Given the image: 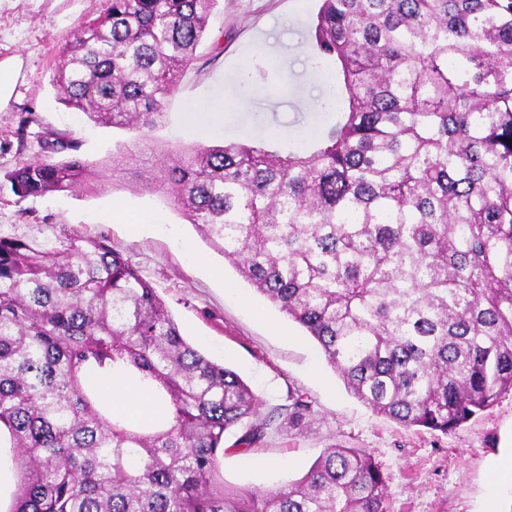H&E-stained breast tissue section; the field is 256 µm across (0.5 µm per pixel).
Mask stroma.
Returning <instances> with one entry per match:
<instances>
[{"instance_id":"obj_1","label":"stroma","mask_w":512,"mask_h":512,"mask_svg":"<svg viewBox=\"0 0 512 512\" xmlns=\"http://www.w3.org/2000/svg\"><path fill=\"white\" fill-rule=\"evenodd\" d=\"M103 0H0V59L16 56L21 73L0 110V238L65 250L69 239L100 240L121 251L150 281L182 334L212 360L236 371L260 401L265 435L221 461L229 487L264 490L301 478L332 446L359 448L388 478L387 512H512V483H500V460L512 456V393L457 432L441 435L374 413L345 387L316 342L257 294L170 202L125 181L91 194L20 199L10 181L24 161L44 158L45 131L70 133L82 155L110 164L131 131L98 125L64 106L54 84L70 35L95 19ZM318 0H217L197 58L180 78L159 145L271 141L290 129L313 137L335 124L342 84L335 67L313 63L311 26ZM248 94H240L242 85ZM29 117L25 140L16 129ZM137 216L146 231L129 224ZM303 395L311 412L292 424Z\"/></svg>"}]
</instances>
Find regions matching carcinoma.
I'll return each instance as SVG.
<instances>
[{
  "mask_svg": "<svg viewBox=\"0 0 512 512\" xmlns=\"http://www.w3.org/2000/svg\"><path fill=\"white\" fill-rule=\"evenodd\" d=\"M216 0H105L62 50V101L137 132L99 167L21 163V199L92 194L131 174L166 194L258 293L317 342L372 411L446 435L512 393V0H319L314 60L334 62L342 121L314 146H177L152 133ZM132 385L118 411L84 375ZM259 399L182 336L155 288L101 241L65 255L0 238V443L9 512H386L369 453L327 448L298 480L224 485L220 456L264 436ZM309 402L293 399L299 423ZM14 486V473L11 463L8 461V448H0V510L2 502L10 498ZM0 511V512H1Z\"/></svg>",
  "mask_w": 512,
  "mask_h": 512,
  "instance_id": "cac0c4a2",
  "label": "carcinoma"
}]
</instances>
